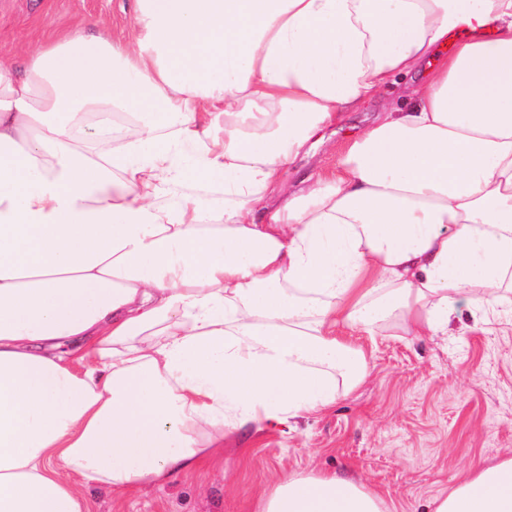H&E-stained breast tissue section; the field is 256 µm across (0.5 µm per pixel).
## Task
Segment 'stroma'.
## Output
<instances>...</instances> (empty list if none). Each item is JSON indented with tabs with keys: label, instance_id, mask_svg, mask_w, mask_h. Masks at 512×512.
Here are the masks:
<instances>
[{
	"label": "stroma",
	"instance_id": "obj_1",
	"mask_svg": "<svg viewBox=\"0 0 512 512\" xmlns=\"http://www.w3.org/2000/svg\"><path fill=\"white\" fill-rule=\"evenodd\" d=\"M135 8L136 0H0V53L24 60L46 38L80 25L123 44ZM420 79L398 76L345 113L284 169V185L336 168L349 138L381 113L407 108ZM485 317L477 326L461 309L444 336L354 335L370 371L334 407L282 429L245 428L225 438L213 466L122 502L88 485L91 512H253L255 499L282 477L333 471L378 491L396 512H426L474 468L512 456V315L500 308Z\"/></svg>",
	"mask_w": 512,
	"mask_h": 512
}]
</instances>
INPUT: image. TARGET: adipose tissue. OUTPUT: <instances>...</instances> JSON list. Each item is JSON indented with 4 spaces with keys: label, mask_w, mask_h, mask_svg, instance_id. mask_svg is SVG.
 Wrapping results in <instances>:
<instances>
[{
    "label": "adipose tissue",
    "mask_w": 512,
    "mask_h": 512,
    "mask_svg": "<svg viewBox=\"0 0 512 512\" xmlns=\"http://www.w3.org/2000/svg\"><path fill=\"white\" fill-rule=\"evenodd\" d=\"M426 69L414 104L295 190L284 167ZM140 114L107 152L75 116ZM203 186L187 194V183ZM512 292V0H137L130 45L76 28L0 58V512H91L212 461L225 432L329 409L344 332L447 334ZM254 512H392L333 472ZM431 512H512V457Z\"/></svg>",
    "instance_id": "ef3b65f1"
}]
</instances>
